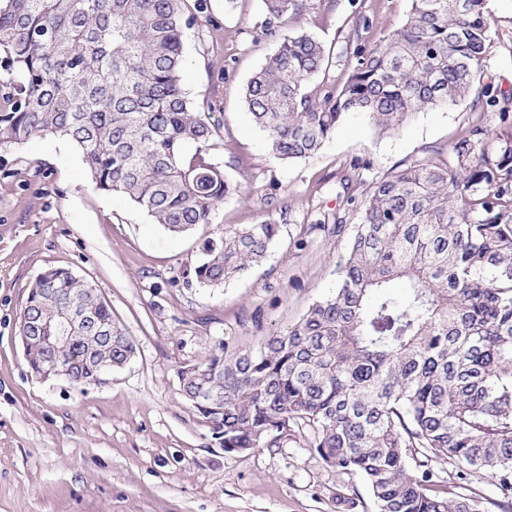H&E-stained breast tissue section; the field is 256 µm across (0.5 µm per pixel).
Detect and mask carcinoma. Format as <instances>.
Here are the masks:
<instances>
[{
    "mask_svg": "<svg viewBox=\"0 0 512 512\" xmlns=\"http://www.w3.org/2000/svg\"><path fill=\"white\" fill-rule=\"evenodd\" d=\"M263 34L307 0H265ZM205 0H3L0 148L60 136L98 190L133 203L171 233L211 224L231 192L210 155L220 125L182 84L184 30L205 26ZM487 0H411L373 46L346 42L342 85L316 82L330 53L285 35L247 82L244 103L278 161L316 153L354 116L385 132L417 112L472 99L497 108L444 161L414 162L369 183L360 164L340 179L361 222L336 265V288L257 348L181 367L185 401L224 436V452L273 447L303 423L323 462L359 476L374 512H479L442 486V457L485 472L512 505V95L484 82ZM187 144L195 152L185 154ZM268 221L218 227L193 277L224 285L261 263L279 236ZM82 297L96 329L50 353L25 349L32 372L71 365L73 384L135 353L108 303L65 267L39 273L20 335L46 336L60 298Z\"/></svg>",
    "mask_w": 512,
    "mask_h": 512,
    "instance_id": "obj_1",
    "label": "carcinoma"
}]
</instances>
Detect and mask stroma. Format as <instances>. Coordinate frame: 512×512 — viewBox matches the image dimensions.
<instances>
[{"instance_id":"1","label":"stroma","mask_w":512,"mask_h":512,"mask_svg":"<svg viewBox=\"0 0 512 512\" xmlns=\"http://www.w3.org/2000/svg\"><path fill=\"white\" fill-rule=\"evenodd\" d=\"M206 37L185 36L182 83L221 124L211 154L234 191L214 223L174 235L132 203L95 189L77 150L35 136L0 149V512H373L362 480L327 466L299 426L277 446L238 453L181 397L180 367L221 349L251 350L298 321L336 286L359 211L342 236L316 224L343 205L340 176L364 181L410 163L446 158L480 117L470 102L416 113L395 131L360 117L296 161L273 159L266 133L243 102L244 87L279 39L261 36L263 0H207ZM410 0H310L285 20L332 56L328 76L350 73L346 41L373 45L404 20ZM485 72L512 93V0H488ZM272 221L268 258L219 288L185 275L200 239L216 226ZM64 266L96 288L113 321L136 342L106 380L78 387L30 372L19 326L39 272Z\"/></svg>"}]
</instances>
